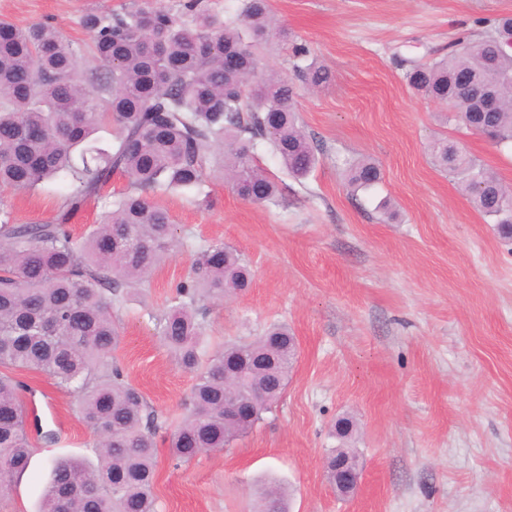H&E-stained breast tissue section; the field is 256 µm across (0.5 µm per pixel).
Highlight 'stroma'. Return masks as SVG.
<instances>
[{
	"mask_svg": "<svg viewBox=\"0 0 512 512\" xmlns=\"http://www.w3.org/2000/svg\"><path fill=\"white\" fill-rule=\"evenodd\" d=\"M180 0H0V18L51 25L77 46L88 13L178 9ZM266 68L292 74L305 44L333 73L316 91L297 84L305 131L323 148L314 172L292 179L259 146L278 182L274 204L239 198L221 181L208 198L151 193L181 238L143 295L117 310L126 379L161 419L180 418L193 379L169 355L158 323L200 246L236 249L250 288L199 303L210 350L288 325L298 358L281 398L231 448L175 461L158 431V512H251L255 491L286 488L289 512H512V241L477 211L456 178L435 166L433 140L463 147L512 185V150L446 118L404 78L446 55L512 0H269ZM381 171L372 197L352 196L350 157ZM70 190L58 177L1 194L19 224L53 221ZM15 377L54 444L37 443L27 470L0 490V512H38L54 458L95 461V437L72 396L36 371ZM352 424L349 439L336 424ZM352 445L361 477L348 497L325 476L331 449Z\"/></svg>",
	"mask_w": 512,
	"mask_h": 512,
	"instance_id": "stroma-1",
	"label": "stroma"
}]
</instances>
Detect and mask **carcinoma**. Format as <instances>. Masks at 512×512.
Wrapping results in <instances>:
<instances>
[{
	"instance_id": "cac0c4a2",
	"label": "carcinoma",
	"mask_w": 512,
	"mask_h": 512,
	"mask_svg": "<svg viewBox=\"0 0 512 512\" xmlns=\"http://www.w3.org/2000/svg\"><path fill=\"white\" fill-rule=\"evenodd\" d=\"M479 39L457 38L448 56L407 71L410 86L458 108L466 127L498 146H512V16L485 20ZM91 35L81 51L51 26L0 20V189L30 191L65 176L70 192L48 223L17 224L0 199V368L34 370L76 398L81 420L97 437V462L53 459L40 512H157L155 433L142 392L116 363L122 338L114 319L177 243L169 212L152 191L199 189L230 182L252 203L280 195L255 164L269 144L288 175L306 179L319 144L293 105V86L263 66L271 17L266 0H244L242 24L226 23L187 0L180 10L135 8L82 18ZM240 59L224 70V55ZM298 75L311 88L331 74L309 49H292ZM495 100L492 108L484 100ZM112 129L104 147L99 130ZM432 158L457 178L474 206L512 235V188L466 150L438 139ZM128 188L104 219L79 237L67 229L112 177ZM352 192H367L380 170L367 158L346 161ZM250 271L222 243L200 249L192 276L159 322L165 347L193 374L191 406L174 425L171 454L189 461L222 450L247 433L282 396L296 361L288 327L269 326L250 341H226L208 353L198 303L243 292ZM23 385L0 372V483L23 472L33 448ZM251 405L256 419L234 422L224 407ZM287 491L260 493L256 512H288Z\"/></svg>"
}]
</instances>
